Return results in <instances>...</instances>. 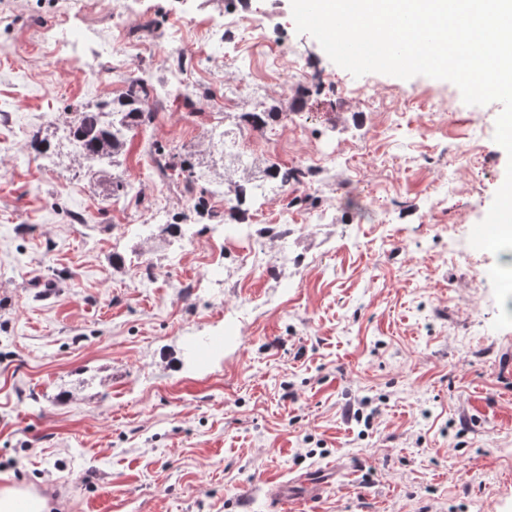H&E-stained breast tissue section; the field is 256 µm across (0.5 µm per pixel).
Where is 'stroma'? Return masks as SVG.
<instances>
[{
  "mask_svg": "<svg viewBox=\"0 0 512 512\" xmlns=\"http://www.w3.org/2000/svg\"><path fill=\"white\" fill-rule=\"evenodd\" d=\"M247 8L296 56L230 29L204 44L224 0H15L0 24V475L63 512H274L264 480L302 496L341 465L307 512H512V295L468 241L505 179L501 103L353 77L296 32L291 0ZM64 11L69 43L98 34L91 75L51 49ZM120 19L148 20L155 47L116 57ZM133 73L161 119L128 135V195L32 152ZM259 105L278 116L245 137L254 157L328 153L305 186L238 221L200 200L208 179L159 177L155 149L199 153Z\"/></svg>",
  "mask_w": 512,
  "mask_h": 512,
  "instance_id": "stroma-1",
  "label": "stroma"
}]
</instances>
